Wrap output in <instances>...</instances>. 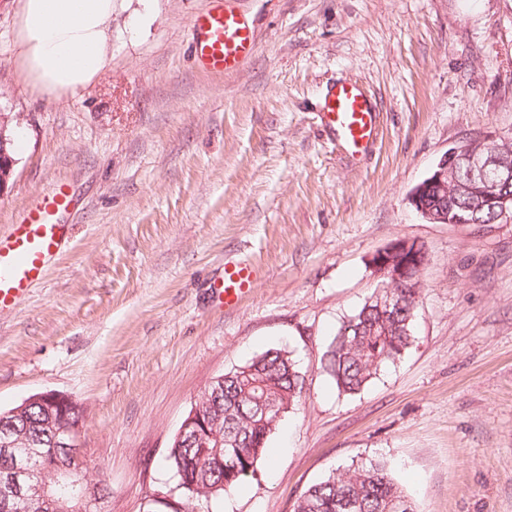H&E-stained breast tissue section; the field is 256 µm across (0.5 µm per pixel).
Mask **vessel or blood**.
<instances>
[{
	"mask_svg": "<svg viewBox=\"0 0 512 512\" xmlns=\"http://www.w3.org/2000/svg\"><path fill=\"white\" fill-rule=\"evenodd\" d=\"M190 30L194 59L209 74L235 69L251 54L256 40L253 28L241 14L227 8L225 0H208L207 7L192 18ZM317 116L323 130L351 160L365 157L378 138V109L357 81L330 83ZM72 207L68 184L56 182L50 192L31 197L10 232L0 235V311L14 307L44 279L68 238ZM253 279L249 263L225 266L224 277L215 287L224 307H235L250 291Z\"/></svg>",
	"mask_w": 512,
	"mask_h": 512,
	"instance_id": "vessel-or-blood-1",
	"label": "vessel or blood"
}]
</instances>
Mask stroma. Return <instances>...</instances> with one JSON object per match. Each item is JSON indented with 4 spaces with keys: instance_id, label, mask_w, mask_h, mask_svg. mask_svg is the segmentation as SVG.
Instances as JSON below:
<instances>
[{
    "instance_id": "obj_1",
    "label": "stroma",
    "mask_w": 512,
    "mask_h": 512,
    "mask_svg": "<svg viewBox=\"0 0 512 512\" xmlns=\"http://www.w3.org/2000/svg\"><path fill=\"white\" fill-rule=\"evenodd\" d=\"M206 2L115 0L110 68L50 97L20 71L17 0H0V118L18 143L0 234L57 181L77 199L65 251L0 312V410L72 397L102 512H171L163 459L194 400L284 348L305 390L276 460L196 512H293L332 470L377 460L418 512H512V223L431 224L409 200L455 143L512 135V0H228L256 48L222 75L191 60ZM338 78L380 111L357 164L317 119ZM397 239L428 254L415 341L340 395L323 354ZM241 261L257 279L227 310L213 285Z\"/></svg>"
}]
</instances>
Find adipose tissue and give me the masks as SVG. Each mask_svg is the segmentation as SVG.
I'll list each match as a JSON object with an SVG mask.
<instances>
[{"label":"adipose tissue","mask_w":512,"mask_h":512,"mask_svg":"<svg viewBox=\"0 0 512 512\" xmlns=\"http://www.w3.org/2000/svg\"><path fill=\"white\" fill-rule=\"evenodd\" d=\"M113 2L19 0L17 56L33 88L49 96L73 93L111 65Z\"/></svg>","instance_id":"adipose-tissue-1"}]
</instances>
